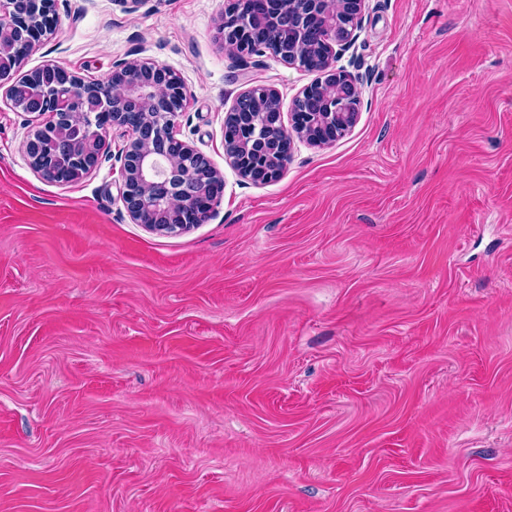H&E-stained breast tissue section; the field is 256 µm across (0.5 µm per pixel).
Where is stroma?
<instances>
[{
	"label": "stroma",
	"mask_w": 512,
	"mask_h": 512,
	"mask_svg": "<svg viewBox=\"0 0 512 512\" xmlns=\"http://www.w3.org/2000/svg\"><path fill=\"white\" fill-rule=\"evenodd\" d=\"M56 12L25 69L174 71L224 192L148 231L125 137L50 182L0 99V512H512V0H365L354 127L259 185L226 113L316 73L228 53L224 0Z\"/></svg>",
	"instance_id": "obj_1"
}]
</instances>
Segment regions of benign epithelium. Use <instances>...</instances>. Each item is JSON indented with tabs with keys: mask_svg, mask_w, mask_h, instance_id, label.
<instances>
[{
	"mask_svg": "<svg viewBox=\"0 0 512 512\" xmlns=\"http://www.w3.org/2000/svg\"><path fill=\"white\" fill-rule=\"evenodd\" d=\"M25 2L0 0V89L20 111L50 117L24 145L30 165L46 179L56 174L58 165L74 168L83 177L98 166L110 130L120 128L129 137L120 199L132 223L162 234L183 233L193 228L176 223L184 209L195 211L198 223L208 221L223 189L222 179L203 155L177 137L181 110L163 108L172 100L186 101L182 81L151 61L118 63L105 83L88 81L52 61L23 70L24 59L14 56L7 42L19 37L35 52L56 30L55 0H34L47 25L42 33L28 36L17 24L19 6ZM270 3L276 11V16L267 18L270 33H275L280 18L299 23L301 49L307 48L312 36L301 23L318 13L321 77L304 88L294 104H301L314 89L323 93L324 104L319 112L291 113L288 128L273 87L254 84L237 96L224 120L225 154L238 173L254 183H266L283 173L294 137L315 146L343 137L356 123L361 103L355 79L335 68V62L356 40L364 0ZM250 23L237 0H225L220 31L227 47L240 43L239 36Z\"/></svg>",
	"mask_w": 512,
	"mask_h": 512,
	"instance_id": "7a95c632",
	"label": "benign epithelium"
}]
</instances>
